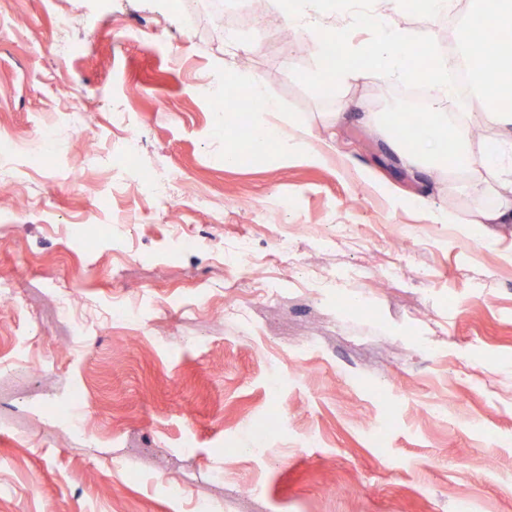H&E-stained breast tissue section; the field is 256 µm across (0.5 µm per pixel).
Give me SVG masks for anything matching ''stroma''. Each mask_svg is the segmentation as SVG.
Here are the masks:
<instances>
[{
  "instance_id": "35a3bbf8",
  "label": "stroma",
  "mask_w": 512,
  "mask_h": 512,
  "mask_svg": "<svg viewBox=\"0 0 512 512\" xmlns=\"http://www.w3.org/2000/svg\"><path fill=\"white\" fill-rule=\"evenodd\" d=\"M195 3L0 0V172L19 187L0 192V512H246L230 489L256 512H512V226L452 222L495 198L406 168L382 125L336 123L406 111L396 81L325 100L295 80L317 28L369 42L350 13L306 9L279 46L251 29L284 13L228 0V21L194 23ZM228 66L280 102L296 156L225 165L213 114L244 99L208 89ZM130 136L188 244L136 183L99 200ZM242 237L278 292L245 321L222 313L252 276L224 265Z\"/></svg>"
}]
</instances>
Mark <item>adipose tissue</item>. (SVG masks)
<instances>
[{
    "instance_id": "ef3b65f1",
    "label": "adipose tissue",
    "mask_w": 512,
    "mask_h": 512,
    "mask_svg": "<svg viewBox=\"0 0 512 512\" xmlns=\"http://www.w3.org/2000/svg\"><path fill=\"white\" fill-rule=\"evenodd\" d=\"M472 75L478 84L492 83L498 88L497 94L487 97L482 104L484 121L497 130L496 139L483 153H475L469 120L465 117L452 122L447 113L425 112L424 132L413 143L408 142L402 132L403 126L413 124V114L383 113L376 115L375 120L392 132L410 167L459 170L472 183L484 186L496 196L494 208L467 212L458 217V224L465 228L472 224H512V51L493 48L477 55ZM228 85L242 90L245 100L253 102L254 107L247 115L249 140L225 136V164L233 165L253 155L266 156L273 151L285 158L294 154L296 144L275 121L281 110L279 101L269 95L257 79L233 70L225 71L223 82L213 86V95H223Z\"/></svg>"
}]
</instances>
